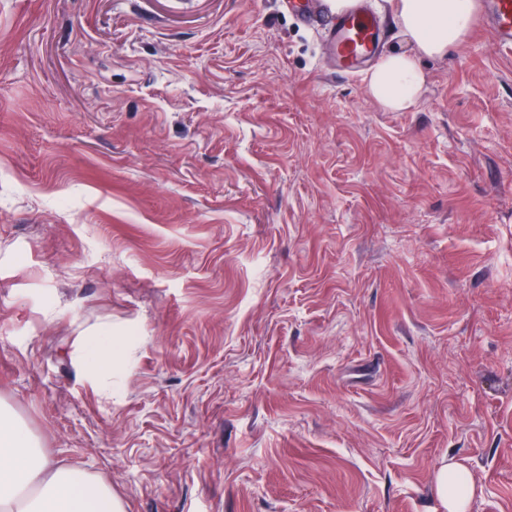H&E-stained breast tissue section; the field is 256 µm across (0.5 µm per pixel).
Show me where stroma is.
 <instances>
[{"instance_id": "stroma-1", "label": "stroma", "mask_w": 512, "mask_h": 512, "mask_svg": "<svg viewBox=\"0 0 512 512\" xmlns=\"http://www.w3.org/2000/svg\"><path fill=\"white\" fill-rule=\"evenodd\" d=\"M422 67L389 112L288 0H0V408L125 512H438L449 460L512 512V51ZM113 346L111 336H97L85 341L77 348V354L83 360L90 375L95 376L104 361L112 357Z\"/></svg>"}]
</instances>
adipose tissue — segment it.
<instances>
[{"label": "adipose tissue", "instance_id": "obj_1", "mask_svg": "<svg viewBox=\"0 0 512 512\" xmlns=\"http://www.w3.org/2000/svg\"><path fill=\"white\" fill-rule=\"evenodd\" d=\"M476 0H395V19L406 49L384 55L364 76L368 95L390 112H404L420 100L422 58L447 54L468 37ZM468 470L450 461L435 478L443 512H468L473 485L457 492L456 477ZM124 512L111 487L82 472L56 465L11 416L0 412V512Z\"/></svg>", "mask_w": 512, "mask_h": 512}]
</instances>
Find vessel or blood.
<instances>
[{"mask_svg":"<svg viewBox=\"0 0 512 512\" xmlns=\"http://www.w3.org/2000/svg\"><path fill=\"white\" fill-rule=\"evenodd\" d=\"M295 14L303 25L322 24L326 51L344 71H357L379 48L380 23L367 0H350L341 12L333 11L328 0H302ZM480 24L498 50H512V0H483Z\"/></svg>","mask_w":512,"mask_h":512,"instance_id":"1","label":"vessel or blood"}]
</instances>
